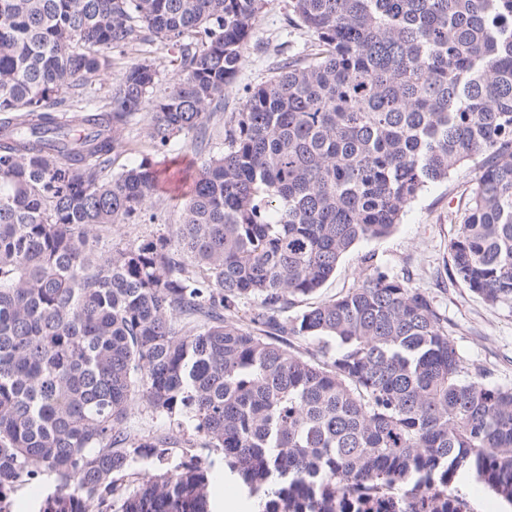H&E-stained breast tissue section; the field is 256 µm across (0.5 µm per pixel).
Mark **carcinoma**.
Wrapping results in <instances>:
<instances>
[{"mask_svg":"<svg viewBox=\"0 0 512 512\" xmlns=\"http://www.w3.org/2000/svg\"><path fill=\"white\" fill-rule=\"evenodd\" d=\"M263 5L0 0V512L38 479L39 512H212L216 457L258 512H470L461 474L512 504V387L464 370L425 291L374 266L288 314L469 162L449 276L512 304V0H288L310 45L224 116L181 224L109 238L158 180L112 173L120 131L149 105L156 151L206 134ZM156 40L182 65L164 96L143 57L85 102L113 49ZM132 425L138 429L157 432L158 434H169L174 439H179L180 435L175 427L169 426L166 420L157 418L155 415L142 405L136 406L131 419Z\"/></svg>","mask_w":512,"mask_h":512,"instance_id":"carcinoma-1","label":"carcinoma"}]
</instances>
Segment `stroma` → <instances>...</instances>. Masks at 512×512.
Wrapping results in <instances>:
<instances>
[{
  "mask_svg": "<svg viewBox=\"0 0 512 512\" xmlns=\"http://www.w3.org/2000/svg\"><path fill=\"white\" fill-rule=\"evenodd\" d=\"M287 15L288 0H266L243 51V64L234 86L224 97L225 111H237L244 88L268 78L278 54L302 49L308 43L304 30L288 26ZM143 56L153 58L157 64L154 96L165 94L181 73L179 51L156 41L113 51L111 71L94 84L98 100H106L113 82L121 77L126 66ZM150 120L151 111L146 108L129 127L128 149L116 158L113 172L136 164L146 155L155 156L160 163L175 156L186 162H199L224 149L223 124L216 120L211 124L205 150L195 149L190 139L179 137L173 140L167 154H155L148 138ZM478 175L473 164H464L448 180L429 185L392 234L361 242L347 253L316 298L329 299L357 287L374 264L391 274L407 277L410 286L426 290L447 317L448 330L469 372L482 373L489 382L512 387V305H489L448 275V244L463 219L466 198ZM185 190L182 183L161 181L152 197L151 219L140 224L113 225V243L150 239L179 224L178 198ZM367 255L372 256V264L364 263ZM313 299L304 298V305H311Z\"/></svg>",
  "mask_w": 512,
  "mask_h": 512,
  "instance_id": "1",
  "label": "stroma"
}]
</instances>
